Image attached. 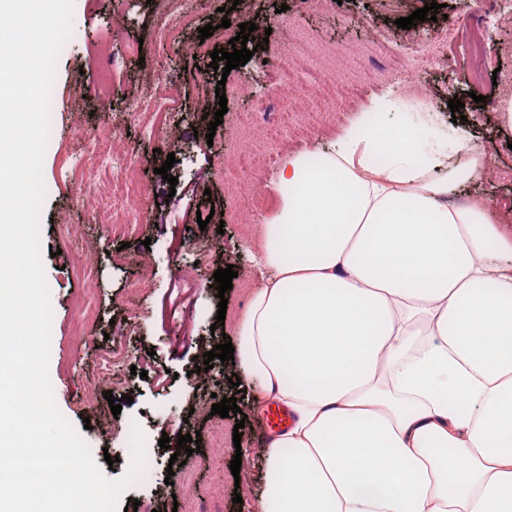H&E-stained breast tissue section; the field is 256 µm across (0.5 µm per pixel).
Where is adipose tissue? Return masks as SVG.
<instances>
[{"label":"adipose tissue","mask_w":512,"mask_h":512,"mask_svg":"<svg viewBox=\"0 0 512 512\" xmlns=\"http://www.w3.org/2000/svg\"><path fill=\"white\" fill-rule=\"evenodd\" d=\"M485 166L390 94L283 157L235 327L254 401L293 416L252 512H512V216L454 200Z\"/></svg>","instance_id":"1"}]
</instances>
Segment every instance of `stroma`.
Wrapping results in <instances>:
<instances>
[{"instance_id":"stroma-1","label":"stroma","mask_w":512,"mask_h":512,"mask_svg":"<svg viewBox=\"0 0 512 512\" xmlns=\"http://www.w3.org/2000/svg\"><path fill=\"white\" fill-rule=\"evenodd\" d=\"M287 9L276 12L274 0H198L188 24L180 33L182 47L174 49L156 41L154 29L161 15L158 0H74L72 32L63 46L52 88L53 112L43 163L45 200L40 215V245L45 277L53 308L49 375L57 406L79 430L97 465L105 455L116 456L105 475L121 477L130 463L127 433L139 422L146 434L151 474L133 484L121 499V507L138 500L137 512H239L234 495L249 499L262 486V462L254 448L270 437L263 409L249 400V381L232 388L220 360H213L206 374H197L203 353L224 337L233 336V325L245 310L250 292L261 279L252 253V217L243 214L238 186L252 180L266 194L282 156L300 151L317 156L347 124L377 95L394 93L405 101L428 95L436 108L435 128L448 135H463L481 147L491 171L460 192L463 201L489 200L499 209L512 210V129L498 117L501 83L512 76V23L503 14L512 12L505 0L501 17L487 24L490 48L489 73L480 82L469 75V59L458 45V32L465 24L463 0H443L444 14L411 29L398 28L397 18L406 17L429 0H284ZM229 19L223 34L202 39L199 28ZM255 22L256 40L263 50L229 75L211 68L214 50L227 47L244 22ZM447 28L457 47L451 64L422 71L402 88H392L381 78L385 65L382 51L372 47L371 37L388 34L397 44L419 35L433 36ZM308 42L316 64L334 71L346 83L364 89L358 104L327 113L325 121L308 129L307 115L293 113L287 133L264 142L260 130L239 128L234 117L246 110L252 99L273 92L278 83L274 64L294 39ZM143 41V57L127 55L126 46ZM164 67L174 86L163 103L170 120L168 138L148 136L144 128L151 116L133 121L130 105L141 89L146 71ZM110 85L101 88L102 75ZM224 85L225 99L215 89ZM482 102H475V95ZM463 104L461 121H453L449 99ZM227 106L213 140L205 135L219 106ZM119 138H112V131ZM98 143L103 152L125 154L129 175L142 189L138 201L140 221L134 234H113L100 223V211L112 206V174L103 171L101 197L90 203L78 197L82 173L95 161L93 153L76 139ZM258 146L262 155L253 174L235 165L240 151ZM176 162L170 170L177 186H170L157 169L168 156ZM209 218L199 227L198 215ZM93 256L95 319L79 321L77 301L88 285L80 274L86 256ZM233 267L236 276L228 298L225 324L211 332L216 321L219 295L213 286L217 269ZM123 350L127 358L107 381L98 362L112 351ZM132 402H124V395ZM233 397L241 416L224 421L222 447H213L209 436L214 420L201 406L210 395ZM122 399L120 414H112L109 398ZM243 423L241 440L233 428ZM200 433L198 452L177 468L178 486L166 485L172 452L160 448L162 436ZM245 455H236V447ZM240 458L239 475H232L230 462Z\"/></svg>"}]
</instances>
